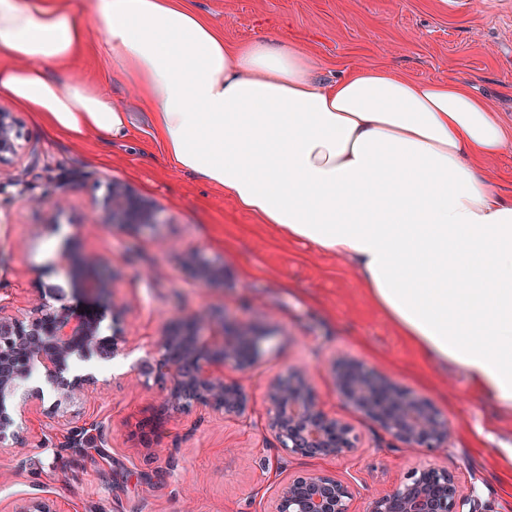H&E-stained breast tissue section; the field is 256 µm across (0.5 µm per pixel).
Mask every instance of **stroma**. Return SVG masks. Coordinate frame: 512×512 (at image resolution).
Instances as JSON below:
<instances>
[{
    "label": "stroma",
    "mask_w": 512,
    "mask_h": 512,
    "mask_svg": "<svg viewBox=\"0 0 512 512\" xmlns=\"http://www.w3.org/2000/svg\"><path fill=\"white\" fill-rule=\"evenodd\" d=\"M236 47L258 38L300 41L323 78L364 64L390 66L415 79H459L495 109L512 131V0H186ZM61 77L105 89L130 114L124 139L96 133L74 139L15 109L24 154L15 171L34 191L59 175L69 209L57 223L15 198L0 210V304L22 313L40 284L63 282L61 249L94 251L110 263L114 298L126 303L120 352L108 362L73 358L70 375H95V401L73 403L68 421L44 396L23 424L17 445L0 450V512L48 497L63 512H266L274 488L300 472L348 484L352 512H366L412 467L447 468L471 489L481 512H512V412L461 370L424 359L368 297L343 258L289 239L240 207L223 190L173 168L153 134L137 89L87 40ZM154 202L161 222L118 232L99 224L92 207L109 180ZM223 265V283L190 277L186 255ZM223 308L264 334V355L241 380L252 396L246 421L191 407L162 417L166 381L138 374L151 359L163 323L177 312ZM340 357L366 362L411 395L434 404L453 430L444 448L407 454L336 396L326 367ZM303 369L325 410L360 437L350 454L306 458L280 448L268 429L266 383ZM102 434L101 452L68 445L72 427Z\"/></svg>",
    "instance_id": "obj_1"
}]
</instances>
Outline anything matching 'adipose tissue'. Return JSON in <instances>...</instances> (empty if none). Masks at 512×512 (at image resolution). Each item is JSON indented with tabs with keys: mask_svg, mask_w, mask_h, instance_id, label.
Returning a JSON list of instances; mask_svg holds the SVG:
<instances>
[{
	"mask_svg": "<svg viewBox=\"0 0 512 512\" xmlns=\"http://www.w3.org/2000/svg\"><path fill=\"white\" fill-rule=\"evenodd\" d=\"M94 24L173 167L346 258L401 336L512 409V197L483 169L512 133L485 99L373 65L327 81L296 42L230 48L182 0H95ZM87 34L54 0H0V96L124 138L104 91L51 74Z\"/></svg>",
	"mask_w": 512,
	"mask_h": 512,
	"instance_id": "adipose-tissue-1",
	"label": "adipose tissue"
}]
</instances>
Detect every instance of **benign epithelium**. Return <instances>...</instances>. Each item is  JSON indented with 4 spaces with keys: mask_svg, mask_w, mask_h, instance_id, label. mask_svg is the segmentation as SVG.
<instances>
[{
    "mask_svg": "<svg viewBox=\"0 0 512 512\" xmlns=\"http://www.w3.org/2000/svg\"><path fill=\"white\" fill-rule=\"evenodd\" d=\"M23 133L14 113L0 106V168L21 159ZM17 195L33 207L56 216L66 208V198L57 188L39 194L22 186ZM101 223L118 231L150 227L160 223L158 209L125 185L112 182L101 202ZM58 264L66 278L81 290L108 302L112 319L123 316L124 306L112 297V279L101 268L94 253L74 257L63 252ZM187 266L198 280L215 284L224 281V266L194 255ZM61 284L39 288L28 312L7 314L0 305V447L16 438L23 414L9 411L6 399L13 396L30 372L39 370L55 392L54 407L61 415L78 400L97 391L92 374L68 378L76 357L110 358L118 349L115 336L100 332V319L77 311L66 301ZM55 304H50L49 300ZM263 354L261 338L241 324L227 323L214 312L192 317H174L164 326L158 340V356L142 367L169 383L164 409L173 417L197 405L221 412L230 419L247 417L250 397L237 380L224 379V368L246 374ZM337 396L406 449L443 448L450 441L447 421L427 400L410 396L398 385L376 374L363 363L344 360L330 368ZM269 428L280 447L302 457L341 455L358 448V435L344 420L325 412L312 379L304 372H286L267 386ZM73 447H93L96 438L86 427H72ZM352 494L347 484L321 472L288 478L270 497L267 512H350ZM12 512H63L55 501L44 498L18 504ZM368 512H477L473 494L466 492L447 469L432 464L409 471L392 491L374 498Z\"/></svg>",
    "mask_w": 512,
    "mask_h": 512,
    "instance_id": "1",
    "label": "benign epithelium"
}]
</instances>
